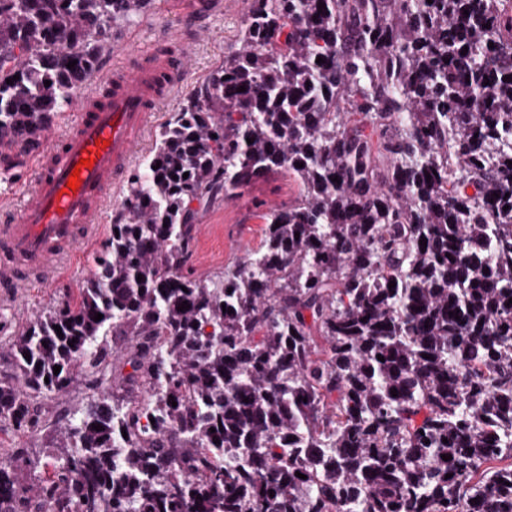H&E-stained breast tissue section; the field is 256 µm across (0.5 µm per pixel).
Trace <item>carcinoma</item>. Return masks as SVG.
<instances>
[{
	"mask_svg": "<svg viewBox=\"0 0 512 512\" xmlns=\"http://www.w3.org/2000/svg\"><path fill=\"white\" fill-rule=\"evenodd\" d=\"M148 2L0 0V172ZM502 2L249 0L77 297L0 339V431L48 428L78 375L103 385L109 336L142 400L65 416L39 455L0 448V512H512ZM282 172L300 193L261 249L182 275L193 204Z\"/></svg>",
	"mask_w": 512,
	"mask_h": 512,
	"instance_id": "1",
	"label": "carcinoma"
}]
</instances>
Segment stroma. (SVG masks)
Instances as JSON below:
<instances>
[{"instance_id": "stroma-1", "label": "stroma", "mask_w": 512, "mask_h": 512, "mask_svg": "<svg viewBox=\"0 0 512 512\" xmlns=\"http://www.w3.org/2000/svg\"><path fill=\"white\" fill-rule=\"evenodd\" d=\"M174 2L151 0L146 15L138 23L115 26L107 41L108 52L102 58L103 63H111L112 50L135 52L151 45L160 30L179 27L181 16ZM247 6L248 0H220L219 8L199 36L186 82L167 103L163 120L172 119L222 64L225 55L237 50V32ZM297 195L298 187L292 179L276 173L258 179L234 199L214 202L198 216L182 274L212 278L258 249L264 236L263 213L272 207L288 205ZM93 257V251H81L75 260L62 264L51 284L21 288L9 300H0V336L14 334L36 312L76 297L94 269Z\"/></svg>"}]
</instances>
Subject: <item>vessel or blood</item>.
Here are the masks:
<instances>
[{
	"mask_svg": "<svg viewBox=\"0 0 512 512\" xmlns=\"http://www.w3.org/2000/svg\"><path fill=\"white\" fill-rule=\"evenodd\" d=\"M214 0H184L186 21L164 47L115 52L102 75L109 93L91 91L74 105L76 118L48 138L39 153L31 186L18 204L0 209V283L26 288L48 283L54 270L94 235L93 220L115 194L154 120L187 72L196 44L195 19L209 14ZM95 163L78 168L80 158ZM80 169L78 190L67 188Z\"/></svg>",
	"mask_w": 512,
	"mask_h": 512,
	"instance_id": "b4317fda",
	"label": "vessel or blood"
}]
</instances>
